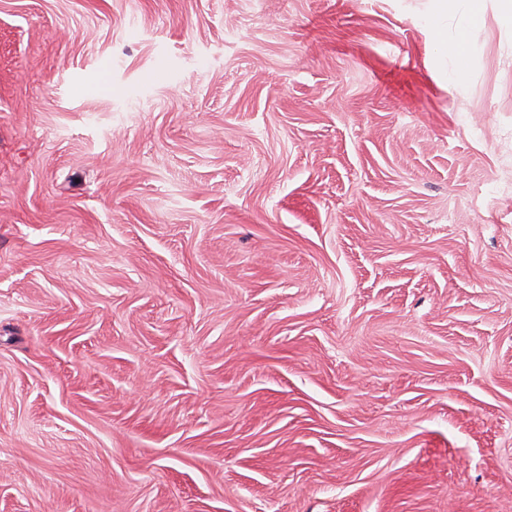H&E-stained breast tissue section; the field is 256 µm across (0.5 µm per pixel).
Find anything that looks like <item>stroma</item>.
Listing matches in <instances>:
<instances>
[{"label": "stroma", "instance_id": "obj_1", "mask_svg": "<svg viewBox=\"0 0 512 512\" xmlns=\"http://www.w3.org/2000/svg\"><path fill=\"white\" fill-rule=\"evenodd\" d=\"M432 0H0V512H512V28ZM436 1L432 22L429 26L430 35L436 40L443 41V26L448 19L462 14L472 27L478 26L483 20L485 0H434Z\"/></svg>", "mask_w": 512, "mask_h": 512}]
</instances>
